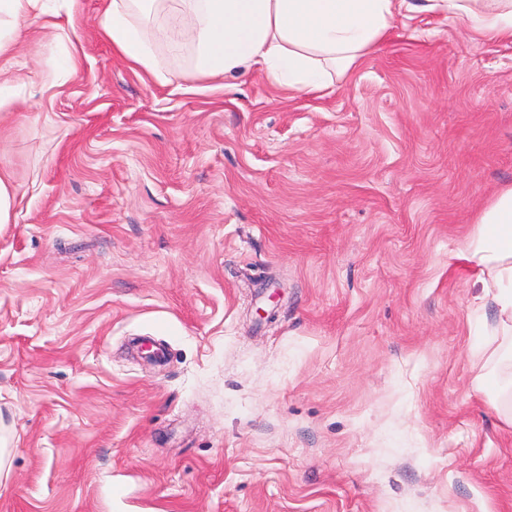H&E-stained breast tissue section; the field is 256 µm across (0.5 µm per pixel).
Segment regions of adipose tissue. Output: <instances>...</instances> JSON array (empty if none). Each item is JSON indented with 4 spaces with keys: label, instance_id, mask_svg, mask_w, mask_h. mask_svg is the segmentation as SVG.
Masks as SVG:
<instances>
[{
    "label": "adipose tissue",
    "instance_id": "obj_1",
    "mask_svg": "<svg viewBox=\"0 0 512 512\" xmlns=\"http://www.w3.org/2000/svg\"><path fill=\"white\" fill-rule=\"evenodd\" d=\"M49 0H0V112L12 103L5 77L14 68L11 35L23 20L39 19ZM412 0H108L99 28L113 50L157 82L154 40L195 48L194 69L236 87L249 73L307 93L325 87L331 71L361 62ZM457 17L469 29L512 37V0H459ZM483 289L476 309L487 361L512 345V187L480 213L457 253Z\"/></svg>",
    "mask_w": 512,
    "mask_h": 512
}]
</instances>
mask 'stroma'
Instances as JSON below:
<instances>
[{"mask_svg": "<svg viewBox=\"0 0 512 512\" xmlns=\"http://www.w3.org/2000/svg\"><path fill=\"white\" fill-rule=\"evenodd\" d=\"M414 2L300 94L135 73L101 0L20 22L0 512H512L456 257L512 186V40Z\"/></svg>", "mask_w": 512, "mask_h": 512, "instance_id": "35a3bbf8", "label": "stroma"}]
</instances>
